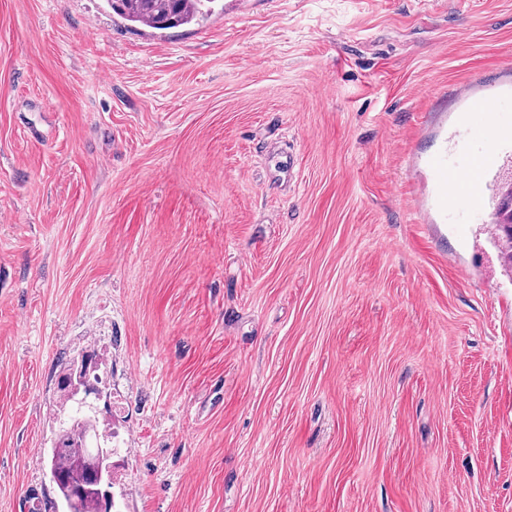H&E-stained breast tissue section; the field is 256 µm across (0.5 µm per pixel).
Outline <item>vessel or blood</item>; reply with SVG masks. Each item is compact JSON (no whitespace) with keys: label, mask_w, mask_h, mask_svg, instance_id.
Wrapping results in <instances>:
<instances>
[{"label":"vessel or blood","mask_w":512,"mask_h":512,"mask_svg":"<svg viewBox=\"0 0 512 512\" xmlns=\"http://www.w3.org/2000/svg\"><path fill=\"white\" fill-rule=\"evenodd\" d=\"M456 96L465 107L456 120L453 144L439 146L425 158L432 205L441 219L458 208L463 199L482 201L498 193L502 186L500 169L505 160L512 158V125L497 128L495 148L478 150L473 145L477 134L473 119L492 111L493 100L475 95L468 85L458 88Z\"/></svg>","instance_id":"1"}]
</instances>
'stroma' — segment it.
<instances>
[{
    "label": "stroma",
    "instance_id": "obj_1",
    "mask_svg": "<svg viewBox=\"0 0 512 512\" xmlns=\"http://www.w3.org/2000/svg\"><path fill=\"white\" fill-rule=\"evenodd\" d=\"M511 57L512 0H0V512L55 499L85 347L121 512H512L496 205L421 203ZM109 9L133 25L167 30L190 25L212 12L215 0H105Z\"/></svg>",
    "mask_w": 512,
    "mask_h": 512
}]
</instances>
